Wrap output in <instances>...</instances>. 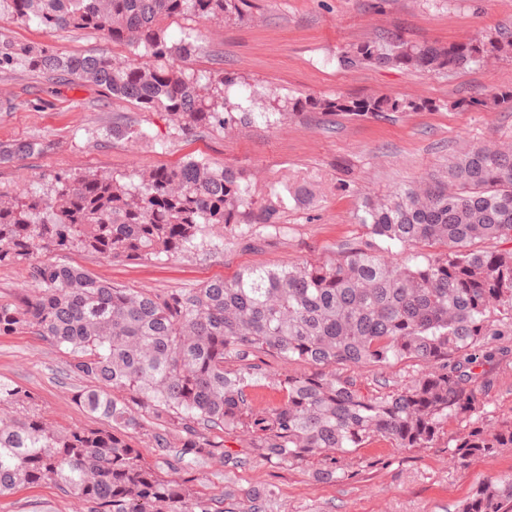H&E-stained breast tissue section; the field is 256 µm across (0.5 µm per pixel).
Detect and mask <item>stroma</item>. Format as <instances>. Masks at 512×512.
Masks as SVG:
<instances>
[{"mask_svg":"<svg viewBox=\"0 0 512 512\" xmlns=\"http://www.w3.org/2000/svg\"><path fill=\"white\" fill-rule=\"evenodd\" d=\"M243 19L169 20L171 41L194 45L183 62L198 76L221 68L236 80L231 101L256 119L230 130L179 134L163 112L143 111L100 88L70 77L54 79L23 69L0 73V142L36 140L41 154L0 164V184L43 187L54 171L117 176L174 167L193 158L228 166L250 183L257 203L273 193L306 187L309 200L288 207L279 228L239 224L224 235V247L149 260L109 261L73 249L55 261L78 266L124 288L155 292L196 288L246 267L322 262L338 243L366 236L356 214L363 194L382 198L396 188L443 174L451 157L474 145L512 146V104L466 111L454 101L485 98L512 89V59L471 66L453 74L406 71L390 65L346 68L348 49L388 34L432 46L465 41L483 32L512 30V0H250ZM50 43L57 53L136 60V47L112 42L91 30L46 35L36 24L0 16V39ZM392 94L430 100L432 110L389 118L312 114L281 117L286 98ZM135 125L142 139L110 136L112 126ZM62 349L29 334L0 336V380L31 393L27 412L70 426L97 421L75 396L80 380L70 376ZM422 363L362 365L346 371L365 396L409 384ZM484 393L490 424L512 419V351L487 365ZM466 425L449 419L435 445L403 449L376 438L346 461L356 476L324 482L319 458L276 464L249 448L248 436H225L214 456L189 459L177 475L195 495L246 512L250 494L270 490L266 512H458L476 487L512 473V449L456 466L449 450ZM74 501L51 485L0 497V512H75Z\"/></svg>","mask_w":512,"mask_h":512,"instance_id":"1","label":"stroma"}]
</instances>
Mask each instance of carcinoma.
Listing matches in <instances>:
<instances>
[{
    "label": "carcinoma",
    "mask_w": 512,
    "mask_h": 512,
    "mask_svg": "<svg viewBox=\"0 0 512 512\" xmlns=\"http://www.w3.org/2000/svg\"><path fill=\"white\" fill-rule=\"evenodd\" d=\"M246 0H0V15L59 30L105 32L143 50L140 62L61 55L48 43L0 40V72L23 67L64 73L146 111L173 116L178 131L251 123L252 113L226 96L235 79L217 70L202 83L178 62L192 45L171 42L165 22L179 16L240 17ZM512 57V32L499 28L446 46L410 44L393 34L368 41L341 65L391 64L454 73ZM288 115L307 108L384 117L425 104L387 95L286 99ZM36 140L0 144V164L41 153ZM451 182L400 188L383 199L362 197L358 223L368 238L345 243L336 257L312 264L252 267L234 279L163 294L112 285L44 251L72 248L107 259L159 258L224 244V232L252 205L239 172L188 160L143 173L139 183L114 176L57 171L47 188L0 186V265L29 262L37 288L0 303V336L31 333L67 350L85 381L76 402L100 421L66 427L35 415L0 413V495L53 485L82 512H221L169 478L135 448L143 436L174 448L167 468L212 456L216 434L249 435L270 462L321 459L325 481L351 479L341 463L369 440L429 448L448 419L469 422L451 449L460 467L512 448V420L489 426L480 413L489 379L482 370L501 354L487 340L493 323L512 327V150L473 146L448 165ZM283 200L251 212L279 227ZM412 252L414 263L388 264L375 238ZM440 251L421 253L424 247ZM423 261H417L418 257ZM267 354L319 369L276 376L252 362ZM406 359L427 370L401 389L367 398L338 366H386ZM274 381L287 395L258 408L250 388ZM31 399L0 381V406ZM461 512H512V476L492 478Z\"/></svg>",
    "instance_id": "obj_1"
}]
</instances>
